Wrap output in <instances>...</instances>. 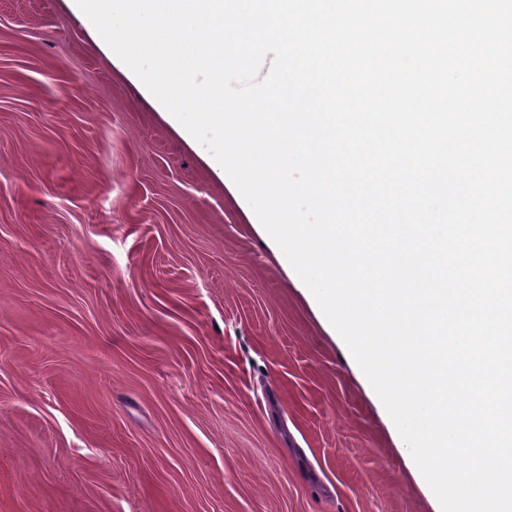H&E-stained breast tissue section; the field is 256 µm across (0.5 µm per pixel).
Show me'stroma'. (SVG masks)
<instances>
[{
    "instance_id": "stroma-1",
    "label": "stroma",
    "mask_w": 512,
    "mask_h": 512,
    "mask_svg": "<svg viewBox=\"0 0 512 512\" xmlns=\"http://www.w3.org/2000/svg\"><path fill=\"white\" fill-rule=\"evenodd\" d=\"M280 248L75 0H0V512H439Z\"/></svg>"
}]
</instances>
